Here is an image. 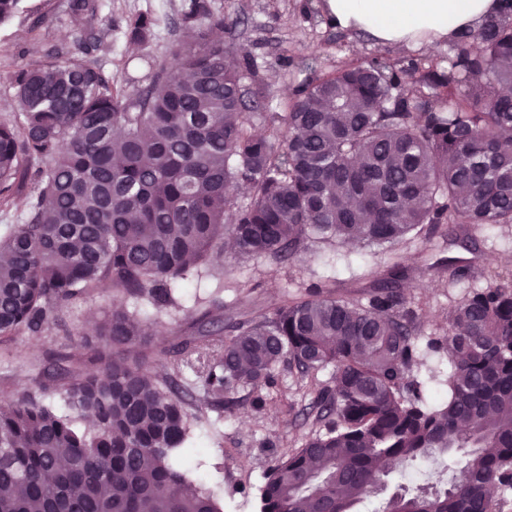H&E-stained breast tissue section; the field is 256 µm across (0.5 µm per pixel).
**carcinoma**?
Segmentation results:
<instances>
[{"instance_id": "obj_1", "label": "carcinoma", "mask_w": 512, "mask_h": 512, "mask_svg": "<svg viewBox=\"0 0 512 512\" xmlns=\"http://www.w3.org/2000/svg\"><path fill=\"white\" fill-rule=\"evenodd\" d=\"M98 8L70 0L79 23ZM181 22L196 38L144 87L111 85L80 56L4 75L19 120L0 121V196L26 181L22 158L48 167L25 223L0 234V339L41 333L106 285L135 306L100 328L104 370L56 380L73 413L31 393L0 404V512H222L189 478L191 414L166 372L215 342L202 373L214 407L248 389L261 408L281 365L310 378L317 429L268 468L259 512H358L383 477L458 452L446 488L395 494L383 512H499L512 496V283L470 289L448 334L428 339L448 355L441 402L414 378L422 325L396 273L364 301L312 288L218 329L212 311L191 312L172 351L143 327L229 241L235 257L288 264L314 237L390 248L426 224H512V11L456 42L446 71L374 57L311 79L262 136L264 83L215 37L232 30L224 13L187 0ZM153 25L137 14L126 33L143 43ZM150 361L165 372H141Z\"/></svg>"}]
</instances>
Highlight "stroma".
<instances>
[{"mask_svg":"<svg viewBox=\"0 0 512 512\" xmlns=\"http://www.w3.org/2000/svg\"><path fill=\"white\" fill-rule=\"evenodd\" d=\"M321 0H213V7L234 21L233 44L250 55L267 87L263 109L286 112L293 94L305 79L335 73L350 61L377 54L406 64L413 50L378 51L371 40L329 27L319 8ZM97 15L88 20L98 42L84 50L75 41L77 25L69 0H21L18 12L0 24V119H16L15 92L3 80L4 71L49 57L65 59L87 55L110 79L131 73L144 78L145 60L163 64L171 48L186 40L181 24L184 0H100ZM152 15L155 26L149 40L130 44L126 21L135 14ZM512 225L492 224L465 235L420 233L395 247L382 250L340 242H315L290 264L243 257L224 265L214 259L219 274L203 273L197 283L178 288V306L151 324L148 336L157 348L177 343L189 333L186 316L215 307L221 319L265 312L284 296L317 286L339 296H362L384 281L393 267H402V289L414 301L426 333L448 332V310L473 287L511 283ZM115 293L105 290L69 304L59 322L41 334H23L0 342V400L15 394L43 390L55 407L64 402L53 391L57 354L89 369H102V344L97 336L65 341V330H79L90 319L111 311ZM200 363L173 372L179 394L191 395L189 446L199 453L192 461L191 478L202 489L214 491L222 512H258L260 489L268 467L281 449L301 445L312 431L306 412L312 401L308 386L297 372L279 367L276 385L266 392V404L253 409L248 392H240L230 409H215L202 402Z\"/></svg>","mask_w":512,"mask_h":512,"instance_id":"obj_1","label":"stroma"}]
</instances>
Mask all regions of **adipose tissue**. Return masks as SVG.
<instances>
[{"mask_svg":"<svg viewBox=\"0 0 512 512\" xmlns=\"http://www.w3.org/2000/svg\"><path fill=\"white\" fill-rule=\"evenodd\" d=\"M506 0H322L335 27L364 32L380 47L427 50L499 15Z\"/></svg>","mask_w":512,"mask_h":512,"instance_id":"1","label":"adipose tissue"}]
</instances>
